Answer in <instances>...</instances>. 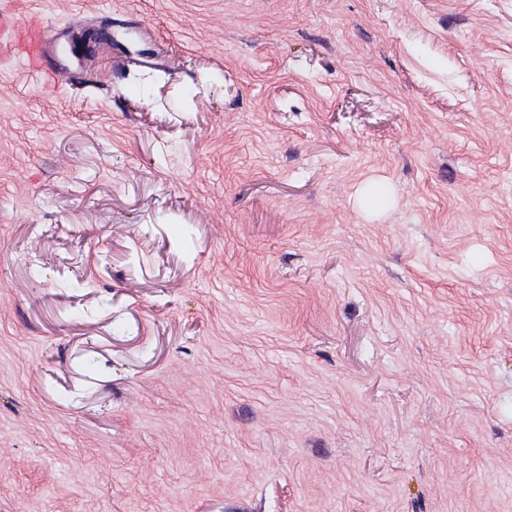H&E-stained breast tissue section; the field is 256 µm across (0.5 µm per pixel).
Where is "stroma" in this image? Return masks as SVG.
Returning a JSON list of instances; mask_svg holds the SVG:
<instances>
[{"label":"stroma","instance_id":"stroma-1","mask_svg":"<svg viewBox=\"0 0 512 512\" xmlns=\"http://www.w3.org/2000/svg\"><path fill=\"white\" fill-rule=\"evenodd\" d=\"M29 13L0 512H512V0ZM20 38L23 48L18 57L29 69L38 70L40 62L49 51L48 41L44 37L42 20L39 14L28 17L21 30Z\"/></svg>","mask_w":512,"mask_h":512}]
</instances>
